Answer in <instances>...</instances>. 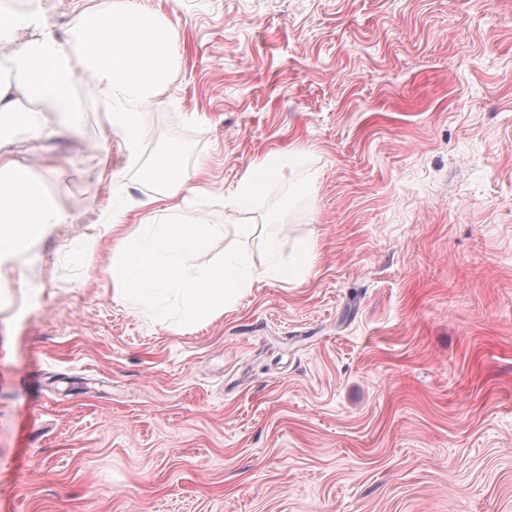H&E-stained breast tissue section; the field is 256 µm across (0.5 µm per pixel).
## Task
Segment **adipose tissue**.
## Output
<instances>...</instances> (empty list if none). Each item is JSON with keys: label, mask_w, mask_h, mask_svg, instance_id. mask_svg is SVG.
I'll use <instances>...</instances> for the list:
<instances>
[{"label": "adipose tissue", "mask_w": 512, "mask_h": 512, "mask_svg": "<svg viewBox=\"0 0 512 512\" xmlns=\"http://www.w3.org/2000/svg\"><path fill=\"white\" fill-rule=\"evenodd\" d=\"M177 42L176 27L141 7L138 0H127L119 10L112 0H97L80 13L71 43L60 41L37 15L0 9V46L11 48L21 76L20 84L0 83V141L18 127L36 137L44 133L37 113L17 110L18 97L53 102L67 114L73 86L86 75L87 93L99 104L105 125L128 157H135L150 135L142 107L168 84L178 65ZM178 153V147H171L150 174L160 186L154 204L173 213L182 210L192 191L188 176L177 166ZM288 166L286 155L268 153L241 177L226 205L237 207L259 195L267 182L284 177ZM66 221V214L27 164L0 157V263Z\"/></svg>", "instance_id": "ef3b65f1"}]
</instances>
